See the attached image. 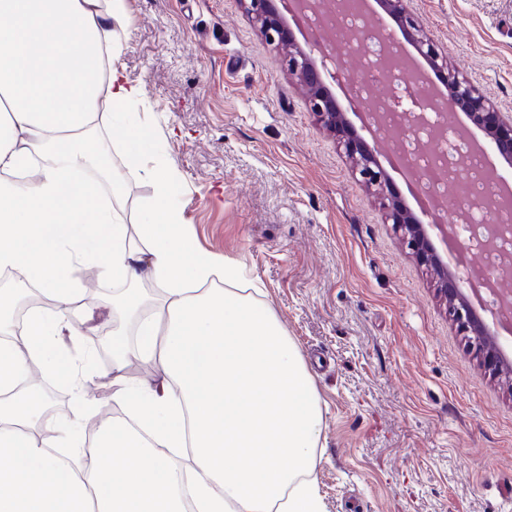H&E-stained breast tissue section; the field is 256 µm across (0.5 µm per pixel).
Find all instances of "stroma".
I'll return each instance as SVG.
<instances>
[{"mask_svg": "<svg viewBox=\"0 0 512 512\" xmlns=\"http://www.w3.org/2000/svg\"><path fill=\"white\" fill-rule=\"evenodd\" d=\"M449 65L512 113V0H413ZM117 64L142 90L135 119L179 173L176 204L203 252L243 264L237 286L272 311L315 379L316 475L326 512H512V390L449 319L406 248L307 109L240 0H126ZM76 270L111 326L117 283ZM80 438L112 385L91 376Z\"/></svg>", "mask_w": 512, "mask_h": 512, "instance_id": "35a3bbf8", "label": "stroma"}]
</instances>
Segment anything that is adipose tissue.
Returning <instances> with one entry per match:
<instances>
[{
    "instance_id": "adipose-tissue-1",
    "label": "adipose tissue",
    "mask_w": 512,
    "mask_h": 512,
    "mask_svg": "<svg viewBox=\"0 0 512 512\" xmlns=\"http://www.w3.org/2000/svg\"><path fill=\"white\" fill-rule=\"evenodd\" d=\"M124 0H0V271L24 269L53 303L30 315L29 343L0 344V512H325L315 469L323 414L314 381L271 312L231 286L238 265L198 250L174 204L173 167L148 165L155 137L129 116L141 90L115 63ZM123 130L125 164L152 187L132 242L124 216L84 179L80 132ZM124 284L113 305L112 403L96 447L47 431L32 366L84 403V370L60 366L53 336L91 321L73 271ZM226 285L209 287L212 276ZM161 285L144 306L145 279ZM161 383H130V349ZM180 463H171L169 451Z\"/></svg>"
}]
</instances>
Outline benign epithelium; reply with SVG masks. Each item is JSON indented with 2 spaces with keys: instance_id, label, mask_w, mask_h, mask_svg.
<instances>
[{
  "instance_id": "7a95c632",
  "label": "benign epithelium",
  "mask_w": 512,
  "mask_h": 512,
  "mask_svg": "<svg viewBox=\"0 0 512 512\" xmlns=\"http://www.w3.org/2000/svg\"><path fill=\"white\" fill-rule=\"evenodd\" d=\"M240 2L258 25L266 42L282 52L288 73L306 87L310 111L344 147L353 171L380 201L386 219L400 232L410 253L433 272L435 289L446 304L450 320L469 337L470 345L483 358V366L512 385V370L501 360L490 341V327L473 310L464 297L459 279L436 253L428 226L422 224L420 218L401 202L368 140L352 126L340 103L325 85V81L336 78L338 73L336 54L323 56L322 67H317L312 53L294 42L276 0ZM409 2L380 0L383 10L396 19L417 54L442 74L447 100L454 112H463L474 127L485 133L487 148L504 161H511L512 115L496 110L470 81L448 67L445 53L434 39L423 32L409 9Z\"/></svg>"
}]
</instances>
